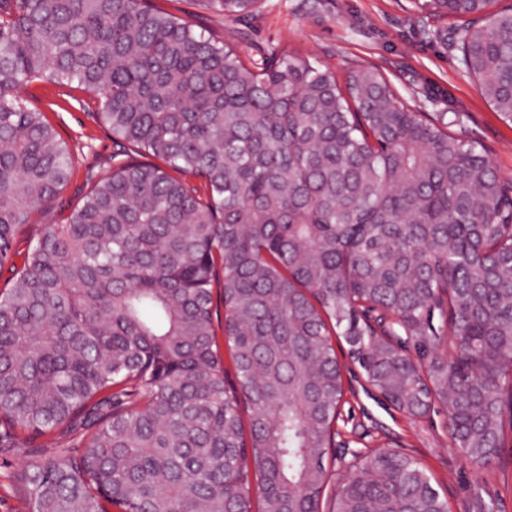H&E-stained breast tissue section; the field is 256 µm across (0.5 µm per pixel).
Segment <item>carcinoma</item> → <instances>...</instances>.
<instances>
[{
    "mask_svg": "<svg viewBox=\"0 0 512 512\" xmlns=\"http://www.w3.org/2000/svg\"><path fill=\"white\" fill-rule=\"evenodd\" d=\"M200 2L238 14L259 0ZM416 2L463 19L462 64L512 122V7ZM34 80L99 93L125 149L165 167L117 164L0 292V422L90 433L80 453L54 440L24 464L31 512H252L253 474L260 512H323L338 338L398 410L447 406L466 462L512 448V194L481 146L368 64L343 82L288 54L257 71L148 0H0V267L72 165L22 102ZM332 503L450 512L391 448L358 459Z\"/></svg>",
    "mask_w": 512,
    "mask_h": 512,
    "instance_id": "cac0c4a2",
    "label": "carcinoma"
}]
</instances>
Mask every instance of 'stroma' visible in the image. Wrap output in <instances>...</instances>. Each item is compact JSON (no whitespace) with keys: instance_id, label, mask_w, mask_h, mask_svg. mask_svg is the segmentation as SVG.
<instances>
[{"instance_id":"35a3bbf8","label":"stroma","mask_w":512,"mask_h":512,"mask_svg":"<svg viewBox=\"0 0 512 512\" xmlns=\"http://www.w3.org/2000/svg\"><path fill=\"white\" fill-rule=\"evenodd\" d=\"M192 24L195 32L214 34L236 46L249 66L288 53L321 70L345 76L350 67L379 70L414 109L434 114L456 112L454 133L487 150L506 186L512 187V123L486 103L466 73L455 48V19L415 8L413 0H260L245 14L225 15L200 8L195 0H153ZM24 103L42 112L68 146L73 168L61 192L35 210L17 232L15 246L25 250L45 225L60 224L100 179L111 174L121 148L99 118L100 97L74 83L35 81L22 91ZM345 403L336 423L333 448L325 459L329 484L349 471L354 454L383 445H400L416 455L439 483L451 512H479L475 488L502 494L501 512H512V456L501 458L494 474L467 464L460 456L443 406L415 419L399 412L370 388L348 354L336 347ZM40 439L0 450V512H31L22 466Z\"/></svg>"}]
</instances>
